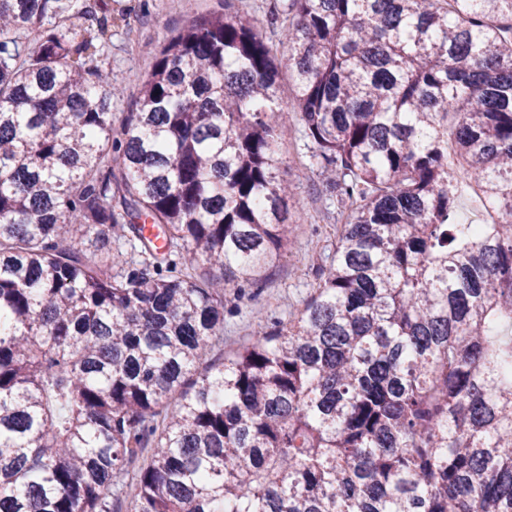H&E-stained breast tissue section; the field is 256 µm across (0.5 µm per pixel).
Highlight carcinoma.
<instances>
[{"label": "carcinoma", "instance_id": "cac0c4a2", "mask_svg": "<svg viewBox=\"0 0 512 512\" xmlns=\"http://www.w3.org/2000/svg\"><path fill=\"white\" fill-rule=\"evenodd\" d=\"M277 27L196 19L115 124L112 0H0V512H512V0ZM282 48L347 216L301 317L216 363L289 241Z\"/></svg>", "mask_w": 512, "mask_h": 512}]
</instances>
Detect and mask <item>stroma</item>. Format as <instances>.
I'll return each instance as SVG.
<instances>
[{"label":"stroma","instance_id":"1","mask_svg":"<svg viewBox=\"0 0 512 512\" xmlns=\"http://www.w3.org/2000/svg\"><path fill=\"white\" fill-rule=\"evenodd\" d=\"M120 0L127 11L123 20L112 23V46L103 66L112 82L124 86L125 93L112 102V117L120 119L131 111L138 95L136 77L149 71L150 50L161 47L187 28L193 20L217 9L220 0ZM280 176L292 188L291 211H302L289 246L282 251L272 273H261L244 293L229 295L224 312V351L246 344L260 327L272 322L297 320L314 293L317 272L328 264L336 236V207L322 194L316 168L298 122L285 124L279 139Z\"/></svg>","mask_w":512,"mask_h":512}]
</instances>
